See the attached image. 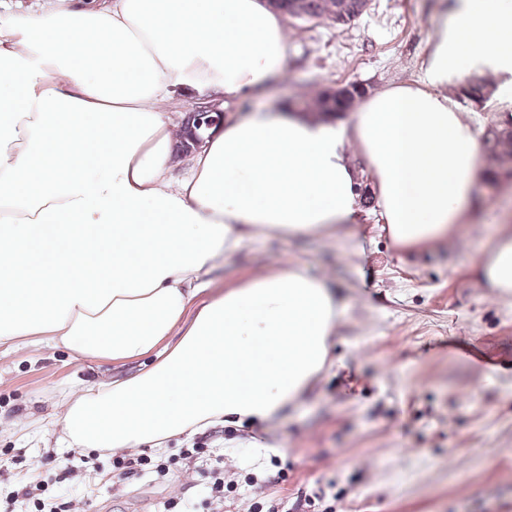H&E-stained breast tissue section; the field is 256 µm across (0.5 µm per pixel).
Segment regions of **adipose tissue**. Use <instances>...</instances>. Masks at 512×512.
<instances>
[{"instance_id": "1", "label": "adipose tissue", "mask_w": 512, "mask_h": 512, "mask_svg": "<svg viewBox=\"0 0 512 512\" xmlns=\"http://www.w3.org/2000/svg\"><path fill=\"white\" fill-rule=\"evenodd\" d=\"M282 19L263 0H60L0 25V346L139 366L61 398L63 447L164 448L300 397L336 326L326 282L292 265L211 297L208 274L256 232L356 223L346 142L400 245L445 241L474 207L483 144L441 89L512 83V0H454L422 83L363 99L352 127L253 108L177 152L186 96L244 98L281 71ZM477 267L512 295V234Z\"/></svg>"}]
</instances>
